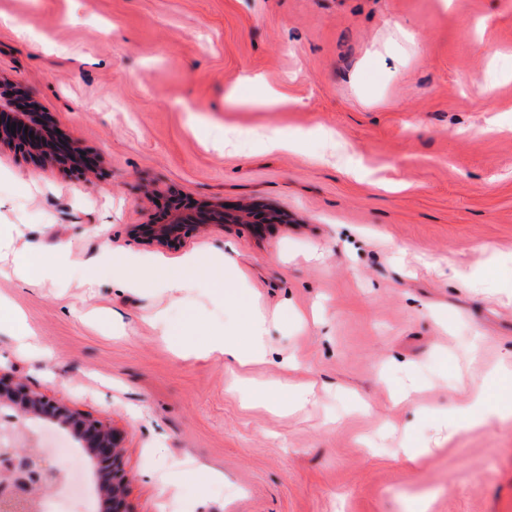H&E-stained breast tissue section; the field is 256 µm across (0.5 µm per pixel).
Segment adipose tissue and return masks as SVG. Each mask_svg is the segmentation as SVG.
<instances>
[{
	"instance_id": "adipose-tissue-1",
	"label": "adipose tissue",
	"mask_w": 512,
	"mask_h": 512,
	"mask_svg": "<svg viewBox=\"0 0 512 512\" xmlns=\"http://www.w3.org/2000/svg\"><path fill=\"white\" fill-rule=\"evenodd\" d=\"M214 261L224 267L223 300L237 308L239 318L217 334L208 336L202 356L245 366L264 355L273 317L254 304L250 292L244 287L242 274L230 259L219 254ZM200 262V254H184L179 261L180 274L172 275L167 273L161 258L135 253H106L96 265L82 267L81 274L89 284L101 272L108 271L113 280L130 290L149 284L169 293H178L198 287L199 281L193 278L192 272Z\"/></svg>"
}]
</instances>
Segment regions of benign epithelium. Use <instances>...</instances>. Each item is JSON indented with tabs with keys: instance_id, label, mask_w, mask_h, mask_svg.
I'll return each instance as SVG.
<instances>
[{
	"instance_id": "7a95c632",
	"label": "benign epithelium",
	"mask_w": 512,
	"mask_h": 512,
	"mask_svg": "<svg viewBox=\"0 0 512 512\" xmlns=\"http://www.w3.org/2000/svg\"><path fill=\"white\" fill-rule=\"evenodd\" d=\"M15 94L28 102V111L14 112L13 99L0 100V113L11 116L16 131L0 119V143H6L39 167L59 166L84 181H90L83 152L69 148L61 154L51 146L37 145L29 136L33 126L49 127L45 113L34 111L36 101L22 87ZM165 215L146 224H132L129 236L140 244L172 247L185 239L211 230H224L234 224H252L255 210L248 204L235 209L224 202L207 199L171 198ZM40 418L69 428L89 453L99 478L98 489L103 512H134L129 500V475L123 462L124 433L90 414L73 409L53 396L39 392L27 383L0 374V442H9V465L0 470V512H22L24 496L37 497L36 490L52 484L51 464L44 460L34 437L20 429L17 417Z\"/></svg>"
}]
</instances>
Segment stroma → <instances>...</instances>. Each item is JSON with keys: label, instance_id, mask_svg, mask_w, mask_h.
I'll use <instances>...</instances> for the list:
<instances>
[{"label": "stroma", "instance_id": "1", "mask_svg": "<svg viewBox=\"0 0 512 512\" xmlns=\"http://www.w3.org/2000/svg\"><path fill=\"white\" fill-rule=\"evenodd\" d=\"M1 80L96 161L83 186L0 145L16 248L225 252L279 316L243 372L177 356L151 321L223 326L206 291L24 284L0 262L51 352L1 326L0 371L123 431L135 512H512V419L435 422L479 392L512 406L490 379L512 366V0H0ZM171 190L286 223L133 241ZM264 381L313 401L247 403Z\"/></svg>", "mask_w": 512, "mask_h": 512}]
</instances>
